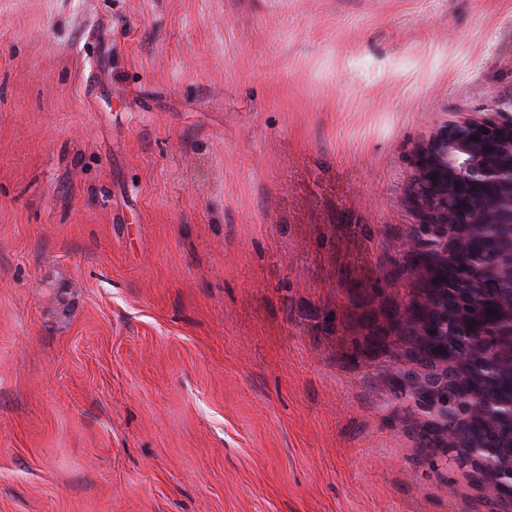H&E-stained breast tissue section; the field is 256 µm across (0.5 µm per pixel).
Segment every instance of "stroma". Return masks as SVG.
<instances>
[{
    "label": "stroma",
    "instance_id": "obj_1",
    "mask_svg": "<svg viewBox=\"0 0 512 512\" xmlns=\"http://www.w3.org/2000/svg\"><path fill=\"white\" fill-rule=\"evenodd\" d=\"M497 102L512 0H0V512H512L388 352Z\"/></svg>",
    "mask_w": 512,
    "mask_h": 512
}]
</instances>
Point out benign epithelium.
I'll return each mask as SVG.
<instances>
[{
	"label": "benign epithelium",
	"mask_w": 512,
	"mask_h": 512,
	"mask_svg": "<svg viewBox=\"0 0 512 512\" xmlns=\"http://www.w3.org/2000/svg\"><path fill=\"white\" fill-rule=\"evenodd\" d=\"M411 164V196L420 235L407 245L408 270L424 274L430 287H442L438 259L448 258L455 247L450 225L466 223L461 210L469 202L487 208L491 220L486 243L503 271L498 287L508 292L500 299L498 320L474 326L468 335L493 339L494 351L512 362V117L505 118L496 111L449 122L413 151ZM414 322L419 324V334L431 340L434 353L455 359L451 349L439 345L446 322L429 316L425 309L408 307L398 326L405 329ZM397 386L409 393L420 409L438 410L440 422L432 432L450 456L456 453L461 430L476 428L500 413L499 405L490 401L474 405L467 416L439 406L441 393L448 389L446 377L422 379L408 372L397 377Z\"/></svg>",
	"instance_id": "7a95c632"
}]
</instances>
